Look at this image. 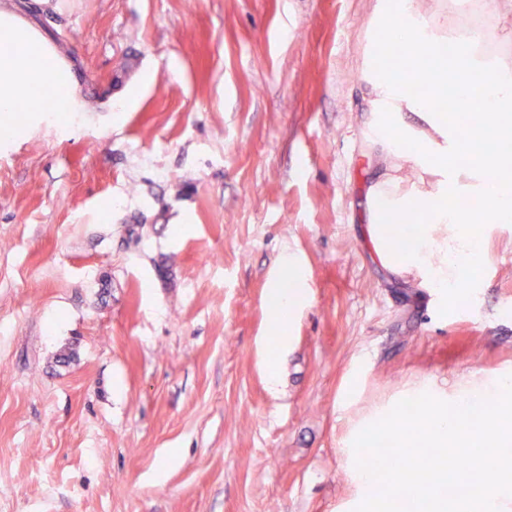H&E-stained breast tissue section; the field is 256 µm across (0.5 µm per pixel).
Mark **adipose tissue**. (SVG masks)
<instances>
[{
    "label": "adipose tissue",
    "mask_w": 512,
    "mask_h": 512,
    "mask_svg": "<svg viewBox=\"0 0 512 512\" xmlns=\"http://www.w3.org/2000/svg\"><path fill=\"white\" fill-rule=\"evenodd\" d=\"M375 11L395 62L371 60L366 74L372 112L364 135L383 143L387 168L364 198L368 237L381 266L410 287L441 302L461 290L478 295L484 261L474 225L512 222V71L469 43L449 47L418 0H378ZM26 98L63 128L82 93L14 0H0V113ZM476 109L495 124H468ZM281 269L271 309L283 346L303 291L293 255Z\"/></svg>",
    "instance_id": "obj_1"
}]
</instances>
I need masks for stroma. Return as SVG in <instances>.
I'll use <instances>...</instances> for the list:
<instances>
[{
	"instance_id": "35a3bbf8",
	"label": "stroma",
	"mask_w": 512,
	"mask_h": 512,
	"mask_svg": "<svg viewBox=\"0 0 512 512\" xmlns=\"http://www.w3.org/2000/svg\"><path fill=\"white\" fill-rule=\"evenodd\" d=\"M376 3L40 0L85 109L0 146V512H354L366 420L512 374V223L444 307L364 235ZM281 277L272 287L271 309L277 329V341L285 346L288 341V315L296 309L302 300V285L298 278L296 258L285 255L281 260Z\"/></svg>"
}]
</instances>
